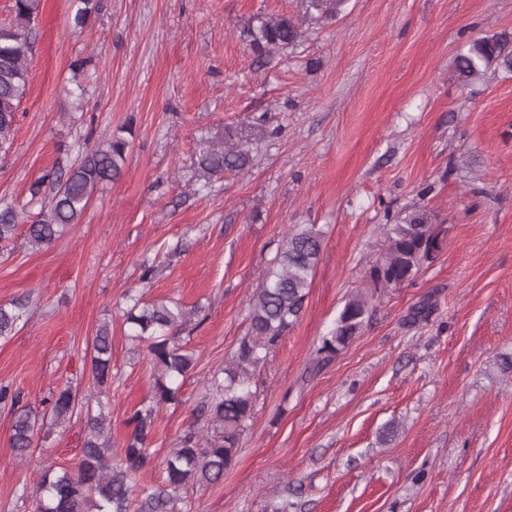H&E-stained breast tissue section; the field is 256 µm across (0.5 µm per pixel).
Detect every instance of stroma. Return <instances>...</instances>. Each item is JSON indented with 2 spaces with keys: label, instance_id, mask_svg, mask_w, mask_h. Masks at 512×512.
I'll use <instances>...</instances> for the list:
<instances>
[{
  "label": "stroma",
  "instance_id": "35a3bbf8",
  "mask_svg": "<svg viewBox=\"0 0 512 512\" xmlns=\"http://www.w3.org/2000/svg\"><path fill=\"white\" fill-rule=\"evenodd\" d=\"M306 0H42L26 96L0 151V210H17L0 250V305H20L0 337V384L44 412L51 391L98 395L122 446L152 402L150 363L128 339V295L192 310L181 337L197 362L156 416L161 483L177 447L249 328V300L294 226L322 252L303 312L254 375V414L232 466L188 486L181 512H512V72L470 83L456 59L476 39L512 36V0H344L318 17ZM287 16L301 36L265 54L250 31ZM252 164L205 175L202 145L226 131ZM120 176L51 245L26 240L29 188L67 173L114 134ZM446 229L433 264L397 288L368 271L400 212ZM371 297L360 332L322 370L317 351L348 298ZM427 318L413 319L420 304ZM112 334V384L92 381L93 338ZM0 407V512L44 462L72 465L83 415L45 421L15 459Z\"/></svg>",
  "mask_w": 512,
  "mask_h": 512
}]
</instances>
